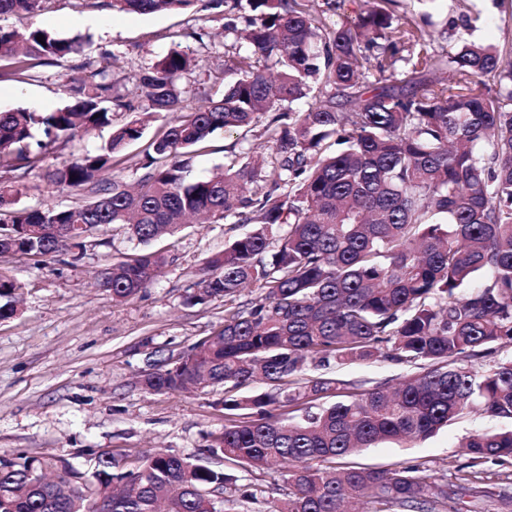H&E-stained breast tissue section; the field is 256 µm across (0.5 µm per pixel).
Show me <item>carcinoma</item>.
<instances>
[{"mask_svg": "<svg viewBox=\"0 0 512 512\" xmlns=\"http://www.w3.org/2000/svg\"><path fill=\"white\" fill-rule=\"evenodd\" d=\"M47 0H0V15L36 14ZM246 12L233 22L249 51L224 55L239 78L205 109L185 111L178 80L197 67L176 49L136 78L153 112L172 115L145 150L143 176L130 189L97 180L123 145L142 137L130 121L99 153L61 162L58 187L90 200L56 209L16 207L6 174L33 169L48 146L74 131L112 125L133 110L114 84L78 80L75 103L55 112H0V254L40 257L80 249V225L121 224L140 243L178 232L203 214L218 224H256L208 262L190 297L198 304L258 293L242 309H224V325L181 356L172 370L143 379L153 393L224 387V428L208 453L255 470L278 466L291 491L274 512H345L369 499L375 512H481L512 506V497L477 485L489 462L512 459V428L471 435L463 447L471 479L451 496L416 466L338 469L336 460L387 439L421 440L466 414L512 421V358L479 369L512 343V59L493 44L458 38L446 59L429 52L418 24L373 0L352 24L325 29L305 0H231ZM194 0H108L117 12L184 11ZM44 36V42L37 40ZM86 40L40 28H0V62L23 75L35 62L79 54ZM413 48L402 55L405 47ZM263 60L276 67L267 77ZM397 83L372 94L366 72ZM494 86H488V81ZM315 98L304 111L285 108ZM275 113L268 148L270 185L244 153L230 151L224 170L192 179L185 156L218 129H247ZM41 126L48 141L32 143ZM170 258L151 250L105 269L99 286L116 301L147 288ZM19 282L0 274V319L14 314ZM376 358L421 361L427 371L399 388L360 391L312 374L331 364ZM262 378L269 390L244 394ZM321 401L314 414L298 412ZM322 466L314 467L312 463ZM69 470L52 459L0 455V512H224L210 493L227 476L158 450L122 471L97 456L91 478L63 491Z\"/></svg>", "mask_w": 512, "mask_h": 512, "instance_id": "carcinoma-1", "label": "carcinoma"}]
</instances>
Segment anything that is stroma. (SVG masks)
<instances>
[{"mask_svg":"<svg viewBox=\"0 0 512 512\" xmlns=\"http://www.w3.org/2000/svg\"><path fill=\"white\" fill-rule=\"evenodd\" d=\"M414 17L428 16L431 52L452 50L454 31L471 23V40L512 50V0H401ZM225 8L217 0H197L182 13L129 14L112 11L105 0H51L37 16L20 12L0 17V27L22 30L36 25L59 37L80 36L89 44L83 54L37 65L24 79L0 77V111L34 108L52 112L71 102L68 80L103 72L122 91L134 93L133 76L170 50L194 55L199 65L184 75L186 109L208 106L224 93V54L239 49L235 34L225 32ZM144 119L142 138L127 144L113 171L102 182L120 177L136 182L143 154L168 119L144 117L142 108L121 112L114 125ZM112 137L111 127L76 133L58 140L38 167L13 173L16 204L60 208L87 200L84 192L55 186L50 173L61 161L95 154ZM260 156L266 168L274 160L265 125L247 135L216 131L191 157L194 177H206L224 164L226 148ZM246 224H193L159 241L171 260L155 281L125 302L113 300L96 284L113 261L143 253L145 247L124 227H103L88 238L80 254L55 253L37 260L0 256V272L25 286L17 313L0 321V455H54L82 476L91 473L100 452H112L123 468H133L145 454L161 448L196 459L210 443L211 432L224 425V389L193 393H151L140 377L155 366L173 362L200 339L224 324L220 301L188 305L187 296L207 273V262L225 245L249 232ZM413 366L385 360L355 361L331 367L330 373L370 390L392 385ZM505 420L471 413L422 441L384 440L362 449L357 463L390 470L415 465L442 484L468 477L465 437L505 428ZM209 465L232 474L224 487V512H271L289 486L279 472L249 470L219 456ZM249 486L252 501L241 500Z\"/></svg>","mask_w":512,"mask_h":512,"instance_id":"1","label":"stroma"}]
</instances>
